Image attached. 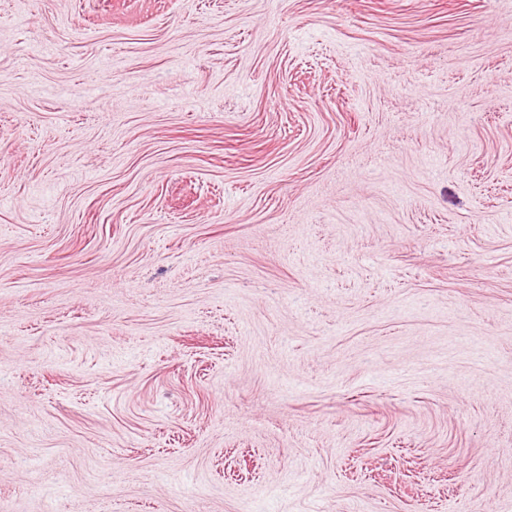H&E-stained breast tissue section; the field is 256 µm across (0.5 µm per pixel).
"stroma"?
Wrapping results in <instances>:
<instances>
[{"instance_id": "35a3bbf8", "label": "stroma", "mask_w": 512, "mask_h": 512, "mask_svg": "<svg viewBox=\"0 0 512 512\" xmlns=\"http://www.w3.org/2000/svg\"><path fill=\"white\" fill-rule=\"evenodd\" d=\"M0 512H512V0H0Z\"/></svg>"}]
</instances>
